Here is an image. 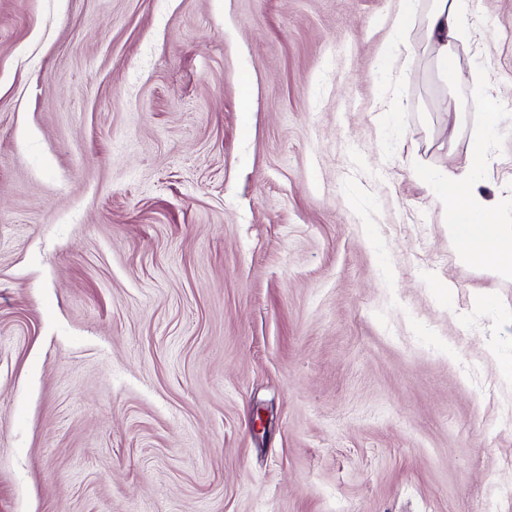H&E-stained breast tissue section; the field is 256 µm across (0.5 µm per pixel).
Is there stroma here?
Instances as JSON below:
<instances>
[{
	"instance_id": "obj_1",
	"label": "stroma",
	"mask_w": 512,
	"mask_h": 512,
	"mask_svg": "<svg viewBox=\"0 0 512 512\" xmlns=\"http://www.w3.org/2000/svg\"><path fill=\"white\" fill-rule=\"evenodd\" d=\"M0 0V512H512V0ZM495 120L474 109L481 91ZM465 0H432L426 17V40L435 68L448 76V51L471 37ZM486 139L484 134L476 138L461 171H421L417 178L435 188L437 202L448 215V239L457 246L459 258L494 277L512 278V225L503 224L471 182V175L488 162Z\"/></svg>"
}]
</instances>
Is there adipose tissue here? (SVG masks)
Returning a JSON list of instances; mask_svg holds the SVG:
<instances>
[{
	"instance_id": "ef3b65f1",
	"label": "adipose tissue",
	"mask_w": 512,
	"mask_h": 512,
	"mask_svg": "<svg viewBox=\"0 0 512 512\" xmlns=\"http://www.w3.org/2000/svg\"><path fill=\"white\" fill-rule=\"evenodd\" d=\"M425 36L435 68L447 72L449 51L471 36L464 0H431ZM487 161V140L481 135L463 169L422 171L418 178L435 188L437 202L448 215V238L460 259L494 277L512 278V225L502 222L471 182L472 174Z\"/></svg>"
}]
</instances>
